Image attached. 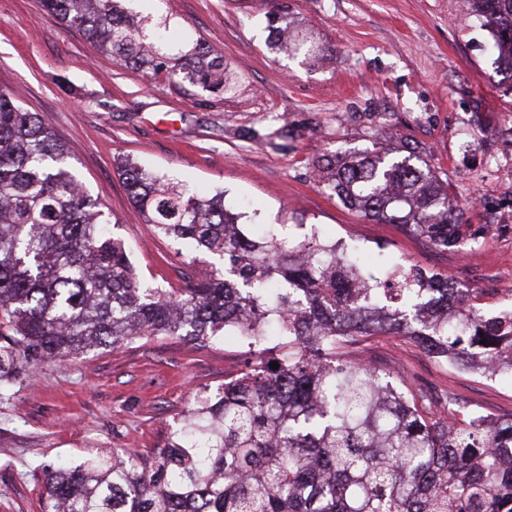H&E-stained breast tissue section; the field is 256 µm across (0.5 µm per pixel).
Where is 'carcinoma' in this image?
<instances>
[{
	"label": "carcinoma",
	"instance_id": "carcinoma-1",
	"mask_svg": "<svg viewBox=\"0 0 512 512\" xmlns=\"http://www.w3.org/2000/svg\"><path fill=\"white\" fill-rule=\"evenodd\" d=\"M119 2L43 6L122 66L236 92L222 53L168 38L173 15L132 17ZM466 3L512 84V0ZM286 51L315 61L327 48L295 33ZM71 154L41 113L0 89V392L45 362L142 336L197 348L239 336L249 358L223 387L202 390L163 447L38 467L44 512H512V422L460 418L451 399L434 403L336 357L343 345L399 334L452 366L495 361L512 375V306L485 311L473 291L448 287V274L408 260L371 270L359 244L315 229L289 248L283 224L245 230L224 192L201 198L120 159L145 223L202 270L184 288L153 286L107 233ZM317 178L343 206L435 248L473 239L448 182L409 143L327 156Z\"/></svg>",
	"mask_w": 512,
	"mask_h": 512
}]
</instances>
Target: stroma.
Wrapping results in <instances>:
<instances>
[{
	"label": "stroma",
	"instance_id": "obj_1",
	"mask_svg": "<svg viewBox=\"0 0 512 512\" xmlns=\"http://www.w3.org/2000/svg\"><path fill=\"white\" fill-rule=\"evenodd\" d=\"M131 13L168 12L182 40L202 39L238 77L234 95L120 66L41 0H0V89L40 112L73 152L72 168L105 207L113 234L144 279L184 287L192 268L131 203L118 158L168 173L259 223L316 225L336 238L409 259L477 289L495 311L512 304V90L488 34L464 0H124ZM309 30L333 57L317 65L272 50L269 11ZM405 139L448 178V194L475 233L493 227L481 261L440 251L398 224H374L317 184L325 155L374 135ZM397 382L512 420V377L493 379L429 357L403 336L350 347ZM246 348L226 336L198 349L170 336L136 339L43 364L0 397V512H41V464L81 463L99 448L160 447L193 405L244 368Z\"/></svg>",
	"mask_w": 512,
	"mask_h": 512
}]
</instances>
